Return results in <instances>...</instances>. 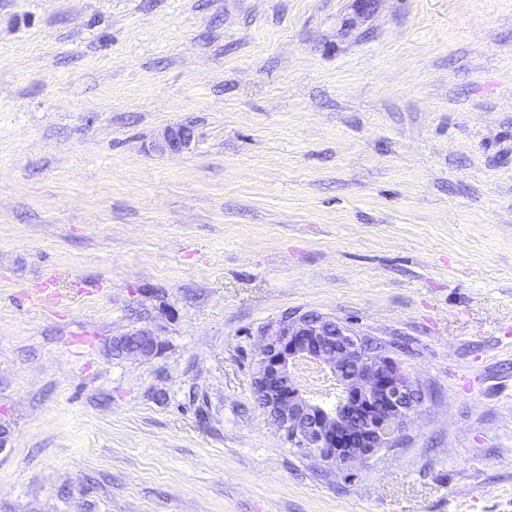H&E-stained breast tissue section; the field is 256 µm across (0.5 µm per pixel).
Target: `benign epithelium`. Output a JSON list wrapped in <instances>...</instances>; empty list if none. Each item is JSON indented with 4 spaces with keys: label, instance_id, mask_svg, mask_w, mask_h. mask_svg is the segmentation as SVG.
<instances>
[{
    "label": "benign epithelium",
    "instance_id": "benign-epithelium-1",
    "mask_svg": "<svg viewBox=\"0 0 512 512\" xmlns=\"http://www.w3.org/2000/svg\"><path fill=\"white\" fill-rule=\"evenodd\" d=\"M192 137L189 127L171 126L156 149L178 153ZM132 335L140 344H126V334L116 338L122 354L151 356L159 351L149 332ZM365 345L363 336L340 322L296 314L267 334L256 363L252 385L261 407L302 453L328 467L366 460L393 447L422 402L420 390L386 349L366 354ZM302 365L333 378L347 398L346 406L325 408L314 402L299 382Z\"/></svg>",
    "mask_w": 512,
    "mask_h": 512
}]
</instances>
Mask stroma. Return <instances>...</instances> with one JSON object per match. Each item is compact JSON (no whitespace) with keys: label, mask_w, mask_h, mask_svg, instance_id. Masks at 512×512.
<instances>
[{"label":"stroma","mask_w":512,"mask_h":512,"mask_svg":"<svg viewBox=\"0 0 512 512\" xmlns=\"http://www.w3.org/2000/svg\"><path fill=\"white\" fill-rule=\"evenodd\" d=\"M309 311L419 384L367 462L252 394ZM0 423V512H512V0H0ZM192 137L189 127L171 126L164 131L155 147L161 152L178 153L190 145ZM129 336H137L141 343L139 345H127L126 340ZM119 344L123 345L122 354H140L142 356H151L160 349L158 343L153 339L152 335L144 330H136L123 336L114 338Z\"/></svg>","instance_id":"obj_1"}]
</instances>
